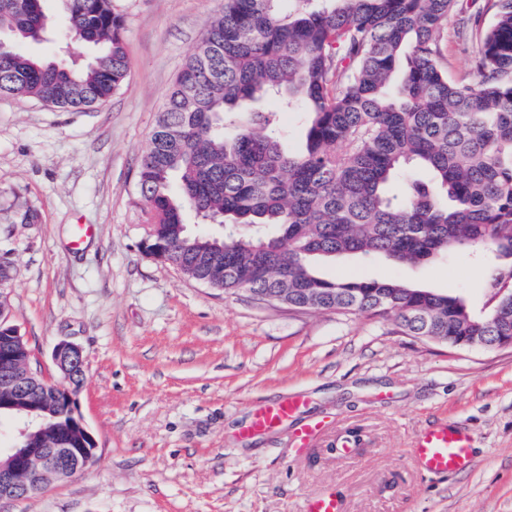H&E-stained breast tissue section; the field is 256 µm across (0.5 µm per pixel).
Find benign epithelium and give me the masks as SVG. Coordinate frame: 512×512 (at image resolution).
<instances>
[{
	"label": "benign epithelium",
	"instance_id": "benign-epithelium-1",
	"mask_svg": "<svg viewBox=\"0 0 512 512\" xmlns=\"http://www.w3.org/2000/svg\"><path fill=\"white\" fill-rule=\"evenodd\" d=\"M24 337L18 327L0 335V396L13 408L29 413L49 410L60 405V422L52 447H39L29 433L31 423L19 430L23 444L0 450V503L15 501L42 493L51 483L65 481L82 472L96 457L97 443L93 433L77 410L76 393L70 383L75 376L85 375L82 349L69 342L57 344L52 360L66 387L48 383L44 377L22 360Z\"/></svg>",
	"mask_w": 512,
	"mask_h": 512
}]
</instances>
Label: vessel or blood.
<instances>
[{
    "mask_svg": "<svg viewBox=\"0 0 512 512\" xmlns=\"http://www.w3.org/2000/svg\"><path fill=\"white\" fill-rule=\"evenodd\" d=\"M303 406L304 401L298 396L269 403L254 415L249 430L263 432L295 420ZM327 426L324 420L296 422L290 438L292 448L295 452H303ZM471 448V439L463 428L454 423H442L420 433L412 452L425 472L455 475L471 467Z\"/></svg>",
    "mask_w": 512,
    "mask_h": 512,
    "instance_id": "obj_1",
    "label": "vessel or blood"
}]
</instances>
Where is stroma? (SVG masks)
<instances>
[{"label":"stroma","instance_id":"obj_1","mask_svg":"<svg viewBox=\"0 0 512 512\" xmlns=\"http://www.w3.org/2000/svg\"><path fill=\"white\" fill-rule=\"evenodd\" d=\"M222 0H112L128 75L105 104L66 112L0 98V243L13 250L12 320L49 382L62 341L79 345L78 409L95 462L0 512H305L322 491L343 512H512V348L452 349L379 316L260 307L147 256L150 211L137 162L168 94ZM52 32L24 52L82 62ZM21 208L37 224L19 223ZM91 237L72 247L75 225ZM329 280L396 279L480 307L488 270L464 249L410 266L383 257L325 261ZM286 395L331 426L303 455L281 426L244 436L259 407ZM448 420L474 448L463 473L422 474L415 436ZM359 442L343 447L347 433Z\"/></svg>","mask_w":512,"mask_h":512}]
</instances>
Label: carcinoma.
<instances>
[{"instance_id":"carcinoma-1","label":"carcinoma","mask_w":512,"mask_h":512,"mask_svg":"<svg viewBox=\"0 0 512 512\" xmlns=\"http://www.w3.org/2000/svg\"><path fill=\"white\" fill-rule=\"evenodd\" d=\"M44 0H0V97L54 108L107 102L127 76L124 24L111 0H68L62 36L92 49L77 68L25 53L46 29ZM224 0L168 95L137 169L153 254L174 248L210 287L290 305L393 319L450 348L512 337V315L396 280L330 281L340 254L418 265L482 248L503 267L488 287L512 302V0L458 23L465 75L445 62L458 0ZM278 97L307 117L302 148L281 144ZM235 127L227 136L226 128ZM429 175L392 189L408 166ZM224 225L188 231L186 212ZM0 249V288L15 278Z\"/></svg>"}]
</instances>
